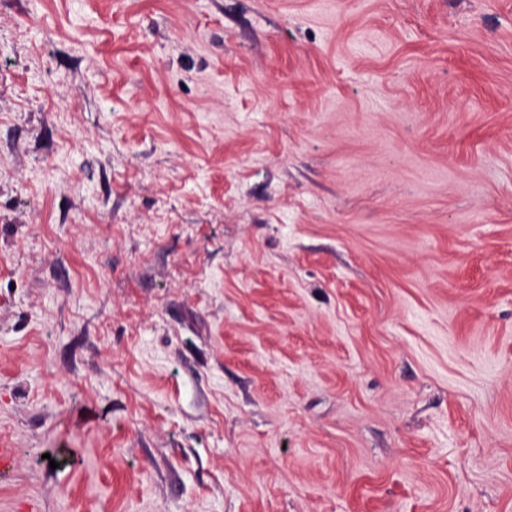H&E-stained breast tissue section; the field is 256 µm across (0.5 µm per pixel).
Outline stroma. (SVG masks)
Segmentation results:
<instances>
[{
  "mask_svg": "<svg viewBox=\"0 0 512 512\" xmlns=\"http://www.w3.org/2000/svg\"><path fill=\"white\" fill-rule=\"evenodd\" d=\"M0 512H512V0H0Z\"/></svg>",
  "mask_w": 512,
  "mask_h": 512,
  "instance_id": "stroma-1",
  "label": "stroma"
}]
</instances>
